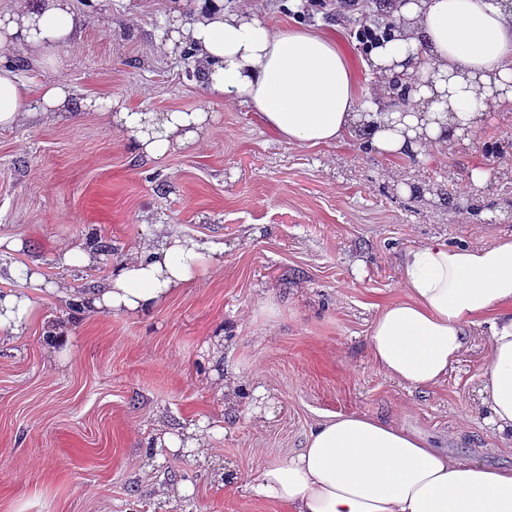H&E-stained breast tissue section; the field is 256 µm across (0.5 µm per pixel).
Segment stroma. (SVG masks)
Returning <instances> with one entry per match:
<instances>
[{
    "mask_svg": "<svg viewBox=\"0 0 512 512\" xmlns=\"http://www.w3.org/2000/svg\"><path fill=\"white\" fill-rule=\"evenodd\" d=\"M78 28L47 68L0 48L32 86L60 79L68 111L0 129V237L21 249L0 265H38L24 336L0 345V512H285L256 498L263 471L303 448L317 424L364 414L423 434L433 447L511 465L512 444L485 422L478 392L487 331L441 384L408 391L372 361L368 334L401 299L402 256L432 239L487 245L512 235V113L489 107L453 152L394 159L359 140L298 148L250 105L207 101L194 59L157 55L182 0H73ZM271 25L333 33L358 57L352 20L306 0H224ZM138 112L210 118L203 142L136 158L87 98ZM490 171L473 184L470 170ZM429 185L432 199L415 197ZM454 186L457 205L440 190ZM161 224L216 246L222 265L146 315L86 319L79 298L106 287L128 249ZM94 247L67 267L64 244ZM71 298H58L57 289ZM64 329L69 345H57ZM237 380L234 393L224 383ZM194 431L204 448L157 449ZM186 487L168 497V488Z\"/></svg>",
    "mask_w": 512,
    "mask_h": 512,
    "instance_id": "35a3bbf8",
    "label": "stroma"
}]
</instances>
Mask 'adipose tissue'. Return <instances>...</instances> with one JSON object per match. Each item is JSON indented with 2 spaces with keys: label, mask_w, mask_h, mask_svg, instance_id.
<instances>
[{
  "label": "adipose tissue",
  "mask_w": 512,
  "mask_h": 512,
  "mask_svg": "<svg viewBox=\"0 0 512 512\" xmlns=\"http://www.w3.org/2000/svg\"><path fill=\"white\" fill-rule=\"evenodd\" d=\"M193 19L159 41L167 54L191 46L207 99L246 103L280 140L301 147L356 136L391 157L455 147L450 126L483 122L475 100L512 106V12L496 0H401L395 28L370 48L359 88L352 59L335 37L273 26L224 0H196ZM75 32L70 0H14L0 13V46L51 60ZM406 95L398 111L379 103ZM31 89L0 65V128L30 114ZM112 121L136 153L161 157L195 143L204 110L130 111L111 102ZM216 249L177 233L134 249L82 309L144 315L198 275L217 270ZM27 290L0 294V329L23 335L44 286L28 270ZM404 300L385 305L368 336L374 364L390 379L426 390L443 382L478 327L491 338L479 392L487 423L512 443V237L483 246L440 240L403 258ZM252 491L289 512H512V465L487 466L434 448L423 437L365 415L331 417L287 463L265 469Z\"/></svg>",
  "instance_id": "1"
}]
</instances>
